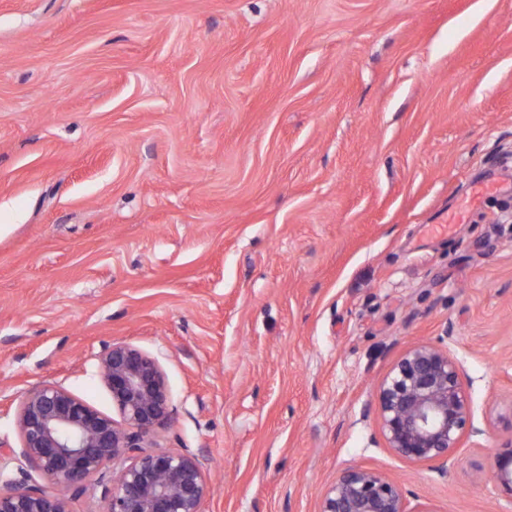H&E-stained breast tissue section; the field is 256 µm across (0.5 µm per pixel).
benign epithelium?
<instances>
[{
	"label": "benign epithelium",
	"mask_w": 512,
	"mask_h": 512,
	"mask_svg": "<svg viewBox=\"0 0 512 512\" xmlns=\"http://www.w3.org/2000/svg\"><path fill=\"white\" fill-rule=\"evenodd\" d=\"M101 377L121 421L70 392L45 384L31 391L17 416L20 451L57 492L0 484V512H69L66 494L83 491L113 461L130 463L105 490L106 512H201L208 486L199 459L165 449L145 450L143 434L171 414L158 361L130 343L104 346ZM377 414L383 436L399 456L439 461L472 427L471 404L459 364L449 351L425 344L409 349L381 383ZM497 478L512 494V440L494 461ZM320 512H407L398 483L351 467L325 492Z\"/></svg>",
	"instance_id": "1"
}]
</instances>
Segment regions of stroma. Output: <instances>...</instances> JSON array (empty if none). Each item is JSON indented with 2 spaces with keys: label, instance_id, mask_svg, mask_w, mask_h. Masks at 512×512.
Here are the masks:
<instances>
[{
  "label": "stroma",
  "instance_id": "obj_1",
  "mask_svg": "<svg viewBox=\"0 0 512 512\" xmlns=\"http://www.w3.org/2000/svg\"><path fill=\"white\" fill-rule=\"evenodd\" d=\"M121 342L201 512H320L352 466L512 512V0H0V442L47 383L118 417ZM420 344L471 400L444 462L376 412ZM503 448L504 450L496 455L494 465L500 484L512 494V440Z\"/></svg>",
  "mask_w": 512,
  "mask_h": 512
}]
</instances>
